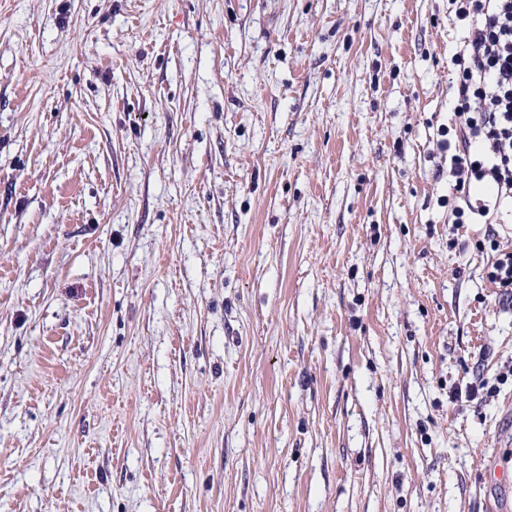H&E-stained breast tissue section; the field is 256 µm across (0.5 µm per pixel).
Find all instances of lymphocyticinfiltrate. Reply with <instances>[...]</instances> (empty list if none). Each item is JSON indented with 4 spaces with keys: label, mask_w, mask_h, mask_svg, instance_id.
<instances>
[{
    "label": "lymphocytic infiltrate",
    "mask_w": 512,
    "mask_h": 512,
    "mask_svg": "<svg viewBox=\"0 0 512 512\" xmlns=\"http://www.w3.org/2000/svg\"><path fill=\"white\" fill-rule=\"evenodd\" d=\"M466 33L453 56L457 145L448 204L455 223L512 213V0H448ZM494 193L473 199L471 190Z\"/></svg>",
    "instance_id": "1"
}]
</instances>
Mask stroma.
<instances>
[{"label":"stroma","mask_w":512,"mask_h":512,"mask_svg":"<svg viewBox=\"0 0 512 512\" xmlns=\"http://www.w3.org/2000/svg\"><path fill=\"white\" fill-rule=\"evenodd\" d=\"M461 29L0 0V512H512L478 247L512 226L446 203Z\"/></svg>","instance_id":"stroma-1"}]
</instances>
